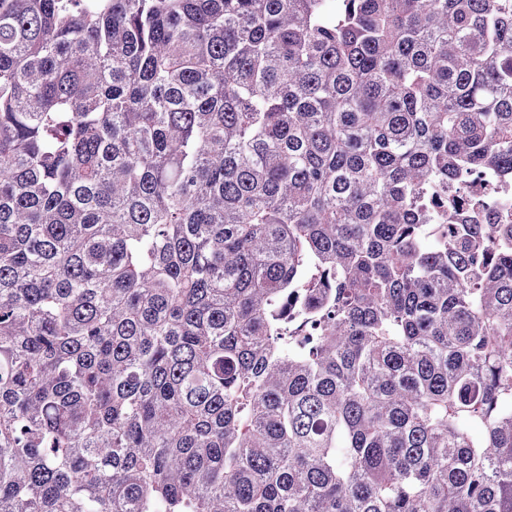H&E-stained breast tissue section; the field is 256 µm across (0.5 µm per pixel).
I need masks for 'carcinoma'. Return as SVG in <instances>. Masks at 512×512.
Returning a JSON list of instances; mask_svg holds the SVG:
<instances>
[{
  "label": "carcinoma",
  "instance_id": "obj_1",
  "mask_svg": "<svg viewBox=\"0 0 512 512\" xmlns=\"http://www.w3.org/2000/svg\"><path fill=\"white\" fill-rule=\"evenodd\" d=\"M512 0H0V512H512Z\"/></svg>",
  "mask_w": 512,
  "mask_h": 512
}]
</instances>
